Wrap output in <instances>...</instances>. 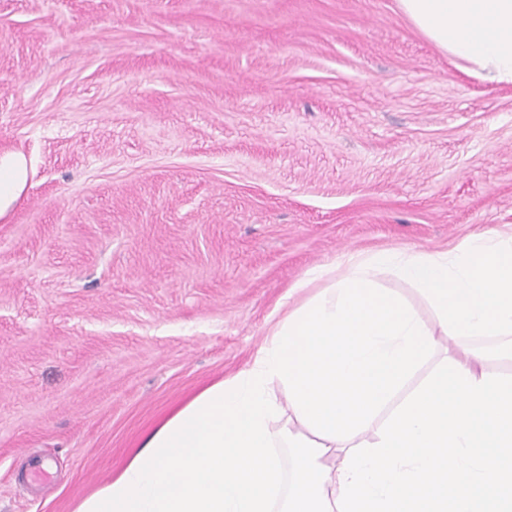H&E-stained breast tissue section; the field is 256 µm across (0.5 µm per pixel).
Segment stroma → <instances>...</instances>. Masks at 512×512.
<instances>
[{
	"mask_svg": "<svg viewBox=\"0 0 512 512\" xmlns=\"http://www.w3.org/2000/svg\"><path fill=\"white\" fill-rule=\"evenodd\" d=\"M10 153L0 512H72L311 268L512 235V84L397 0H0ZM27 182V165L23 156H0V217L4 216L19 197Z\"/></svg>",
	"mask_w": 512,
	"mask_h": 512,
	"instance_id": "35a3bbf8",
	"label": "stroma"
}]
</instances>
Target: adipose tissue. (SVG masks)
<instances>
[{"instance_id": "1", "label": "adipose tissue", "mask_w": 512, "mask_h": 512, "mask_svg": "<svg viewBox=\"0 0 512 512\" xmlns=\"http://www.w3.org/2000/svg\"><path fill=\"white\" fill-rule=\"evenodd\" d=\"M404 16L476 77L512 83V0H398ZM23 156H0V217L23 191ZM392 272L431 304L428 327ZM321 292L269 329L248 365L204 388L148 432L126 467L73 512H337L349 448L402 401L438 349L481 377L512 357V237L478 234L450 251L393 247L345 254L299 288ZM282 387L287 403L270 386Z\"/></svg>"}]
</instances>
